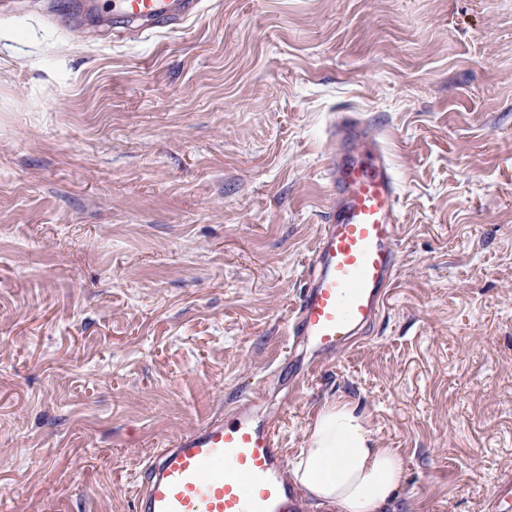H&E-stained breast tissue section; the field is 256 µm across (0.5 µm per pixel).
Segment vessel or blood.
<instances>
[{
	"mask_svg": "<svg viewBox=\"0 0 512 512\" xmlns=\"http://www.w3.org/2000/svg\"><path fill=\"white\" fill-rule=\"evenodd\" d=\"M200 9L201 0H69L64 14L74 29L94 14L142 35ZM329 137L327 205L288 319L295 389L357 347L380 318L399 267L400 189L386 152L351 113L338 114ZM134 503L135 512H299L277 433L253 396L157 449L142 466Z\"/></svg>",
	"mask_w": 512,
	"mask_h": 512,
	"instance_id": "obj_1",
	"label": "vessel or blood"
}]
</instances>
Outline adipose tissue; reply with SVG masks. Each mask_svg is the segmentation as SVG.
<instances>
[{
    "mask_svg": "<svg viewBox=\"0 0 512 512\" xmlns=\"http://www.w3.org/2000/svg\"><path fill=\"white\" fill-rule=\"evenodd\" d=\"M290 477L320 512H391L405 471L396 449L378 447L363 415L333 403L314 421Z\"/></svg>",
    "mask_w": 512,
    "mask_h": 512,
    "instance_id": "1",
    "label": "adipose tissue"
}]
</instances>
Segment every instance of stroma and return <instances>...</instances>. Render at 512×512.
Masks as SVG:
<instances>
[{"label": "stroma", "instance_id": "stroma-1", "mask_svg": "<svg viewBox=\"0 0 512 512\" xmlns=\"http://www.w3.org/2000/svg\"><path fill=\"white\" fill-rule=\"evenodd\" d=\"M0 11V512H135L157 448L262 397L397 449L398 512L512 478V0H204L95 38ZM352 112L401 185L372 334L288 384L286 321Z\"/></svg>", "mask_w": 512, "mask_h": 512}]
</instances>
